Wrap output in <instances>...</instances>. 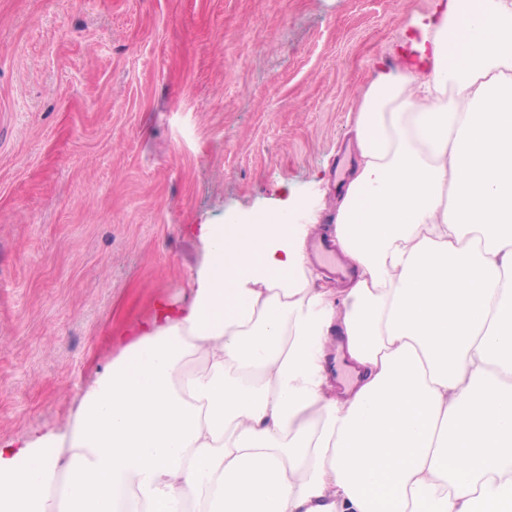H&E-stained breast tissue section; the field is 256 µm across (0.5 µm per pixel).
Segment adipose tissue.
I'll return each mask as SVG.
<instances>
[{"label":"adipose tissue","instance_id":"1","mask_svg":"<svg viewBox=\"0 0 512 512\" xmlns=\"http://www.w3.org/2000/svg\"><path fill=\"white\" fill-rule=\"evenodd\" d=\"M384 70L321 207L203 224L193 297L72 418L0 445V512H512V0H449Z\"/></svg>","mask_w":512,"mask_h":512}]
</instances>
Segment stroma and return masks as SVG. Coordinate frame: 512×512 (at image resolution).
I'll list each match as a JSON object with an SVG mask.
<instances>
[{"label":"stroma","mask_w":512,"mask_h":512,"mask_svg":"<svg viewBox=\"0 0 512 512\" xmlns=\"http://www.w3.org/2000/svg\"><path fill=\"white\" fill-rule=\"evenodd\" d=\"M444 0H0V445L66 423L202 224L281 212L356 163L377 71Z\"/></svg>","instance_id":"stroma-1"}]
</instances>
